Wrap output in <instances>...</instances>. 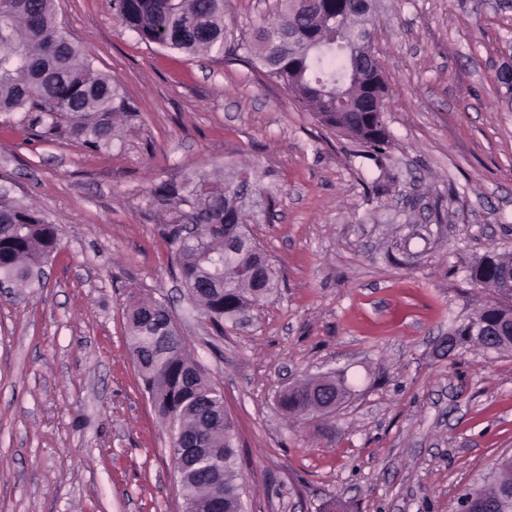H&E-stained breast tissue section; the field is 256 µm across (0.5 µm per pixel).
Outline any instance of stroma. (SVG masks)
Segmentation results:
<instances>
[{
	"label": "stroma",
	"mask_w": 512,
	"mask_h": 512,
	"mask_svg": "<svg viewBox=\"0 0 512 512\" xmlns=\"http://www.w3.org/2000/svg\"><path fill=\"white\" fill-rule=\"evenodd\" d=\"M234 32L278 0H228ZM57 20L136 115L112 147L0 126V189L55 224L38 284L0 292V512H182L169 427L126 343L130 289L163 301L224 393L244 512H455L512 455V351L439 349L512 254V0H378L387 85L379 161L242 62L188 57L122 25L112 0ZM245 170L247 229L280 288L216 335L162 237L160 184ZM344 375L334 414L291 424L290 384Z\"/></svg>",
	"instance_id": "stroma-1"
}]
</instances>
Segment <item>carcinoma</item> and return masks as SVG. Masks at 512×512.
Masks as SVG:
<instances>
[{"label":"carcinoma","mask_w":512,"mask_h":512,"mask_svg":"<svg viewBox=\"0 0 512 512\" xmlns=\"http://www.w3.org/2000/svg\"><path fill=\"white\" fill-rule=\"evenodd\" d=\"M277 19L237 36L224 25V0H112L117 18L141 40L188 56L213 53L251 64L264 77L279 82L305 112L336 128L335 100L354 94V62L336 53L373 35V18H354L342 25L323 12L321 0H281ZM47 136L81 141L99 151L120 136V126L135 116L132 104L114 77L98 72L91 59L69 40L56 20L55 0H0V118L14 115ZM369 153L385 150L387 132L355 127L349 134ZM150 202L174 212L162 235L175 260L194 307L224 333V321L263 301L275 288V274L255 266L253 275L241 268L253 261L260 247L241 233L245 204L225 189L224 170L191 172L155 189ZM196 225L187 237L180 224ZM55 225L29 206L0 201V281L22 286L33 279L58 249ZM470 278L496 299L454 332L457 341L484 346L475 326L490 314L512 313V294L503 293L496 271L474 265ZM165 304L140 298L128 310L127 343L138 358L144 389L169 426L197 440L199 447L221 461L222 481L209 484L204 471L190 475L181 487L184 512H242V472L234 422L224 408V394L187 354L178 333L162 326ZM314 386L303 380L278 396L281 409L298 420L315 417ZM512 487V456L493 465L486 488L476 486L461 496L485 512H512V500L502 499Z\"/></svg>","instance_id":"carcinoma-1"}]
</instances>
